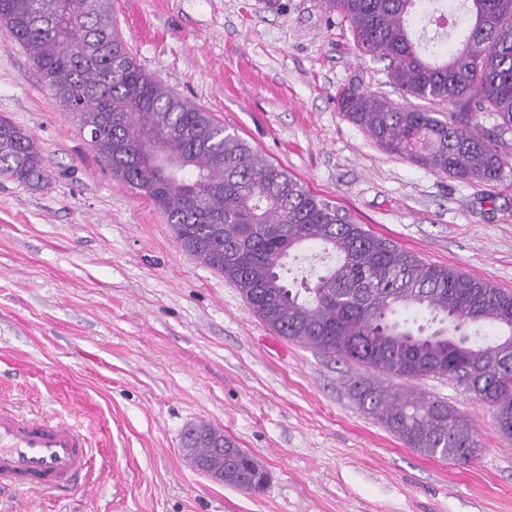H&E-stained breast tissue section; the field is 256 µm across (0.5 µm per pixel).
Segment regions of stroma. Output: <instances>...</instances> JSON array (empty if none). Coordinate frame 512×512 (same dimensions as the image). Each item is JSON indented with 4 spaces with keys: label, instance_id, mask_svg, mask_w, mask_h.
<instances>
[{
    "label": "stroma",
    "instance_id": "35a3bbf8",
    "mask_svg": "<svg viewBox=\"0 0 512 512\" xmlns=\"http://www.w3.org/2000/svg\"><path fill=\"white\" fill-rule=\"evenodd\" d=\"M112 0L138 63L314 193L424 261L512 291V166L485 185L383 151L336 104L354 84L395 102L319 0ZM0 115L47 176H0V405L80 420L92 448L68 489L0 488V512H512V439L445 377L415 381L475 424L471 463L422 456L348 394L364 366L287 340L113 178L78 117L0 26ZM220 428L269 471L252 495L194 471L186 425Z\"/></svg>",
    "mask_w": 512,
    "mask_h": 512
}]
</instances>
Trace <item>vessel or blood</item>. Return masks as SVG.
<instances>
[{
  "instance_id": "obj_1",
  "label": "vessel or blood",
  "mask_w": 512,
  "mask_h": 512,
  "mask_svg": "<svg viewBox=\"0 0 512 512\" xmlns=\"http://www.w3.org/2000/svg\"><path fill=\"white\" fill-rule=\"evenodd\" d=\"M88 453L78 422L0 411V486L31 491L67 487L86 468Z\"/></svg>"
}]
</instances>
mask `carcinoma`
I'll return each instance as SVG.
<instances>
[{
    "label": "carcinoma",
    "mask_w": 512,
    "mask_h": 512,
    "mask_svg": "<svg viewBox=\"0 0 512 512\" xmlns=\"http://www.w3.org/2000/svg\"><path fill=\"white\" fill-rule=\"evenodd\" d=\"M347 20L355 48L387 62L388 83L422 104L347 86L337 106L389 154L461 182L499 180L512 137V0H320ZM52 96L97 132L119 182L149 199L182 248L221 273L286 339L403 380H349L358 407L417 453L467 462L480 442L463 412L408 382L443 376L493 408L512 437V292L428 263L356 222L137 62L111 0H0ZM494 120L486 128L483 122ZM180 163L163 183L149 153ZM46 157L0 116V175L43 180ZM316 245L308 259L301 250ZM305 264L288 283L289 262ZM195 454L224 485L262 491L269 473L224 431L191 426ZM224 438V457L211 438Z\"/></svg>",
    "instance_id": "cac0c4a2"
}]
</instances>
